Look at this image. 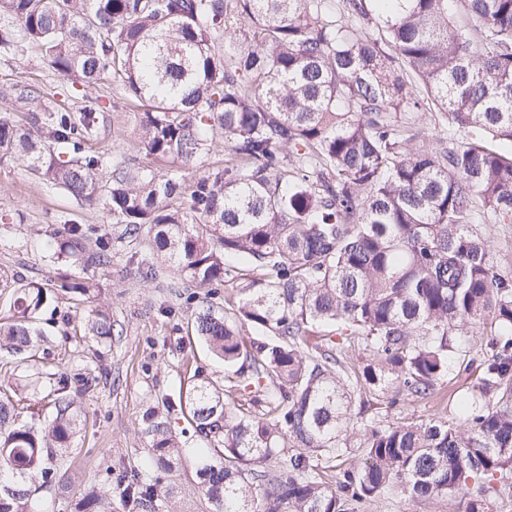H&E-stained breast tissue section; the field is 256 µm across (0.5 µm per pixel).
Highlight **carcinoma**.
<instances>
[{
    "label": "carcinoma",
    "mask_w": 512,
    "mask_h": 512,
    "mask_svg": "<svg viewBox=\"0 0 512 512\" xmlns=\"http://www.w3.org/2000/svg\"><path fill=\"white\" fill-rule=\"evenodd\" d=\"M23 44L79 87L112 78L137 109L145 161L112 158L102 190V159L86 150L101 109L72 112L14 84L27 118L0 113V162L21 159L80 204L105 198L184 287L235 288L190 321L224 362V386L196 369L166 400L208 447L195 482L210 512H363L391 491L451 501L472 483L465 512H493L512 491V275L475 223L512 224V0H342L339 14L331 0H0V57ZM419 112L440 114L443 134ZM218 135L224 165L187 181L175 166L203 168ZM47 259L104 267L112 238L65 224ZM128 263L156 277L152 257ZM0 288L15 311L0 347L19 364L50 296L17 272L0 273ZM64 289L88 298L95 284ZM477 323L488 342L464 367L480 375L458 420L374 418L354 439L356 398L432 397L453 375L455 337ZM84 328L112 343L108 310H89ZM245 328L265 341L247 342ZM335 336L371 362H348ZM49 380L38 427L0 400V512H38L29 476L64 479L80 407L66 375ZM233 392L250 406L226 401ZM143 430L156 467L172 470L168 417L148 412ZM120 485L128 512L171 509L150 476ZM106 504L91 490L73 512Z\"/></svg>",
    "instance_id": "obj_1"
}]
</instances>
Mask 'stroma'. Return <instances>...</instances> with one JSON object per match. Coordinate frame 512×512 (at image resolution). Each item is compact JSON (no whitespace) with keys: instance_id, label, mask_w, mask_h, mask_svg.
<instances>
[{"instance_id":"1","label":"stroma","mask_w":512,"mask_h":512,"mask_svg":"<svg viewBox=\"0 0 512 512\" xmlns=\"http://www.w3.org/2000/svg\"><path fill=\"white\" fill-rule=\"evenodd\" d=\"M22 82L38 87L45 101L65 105L77 112L99 104L101 135L87 144L89 152L101 156V183L112 181V158L117 154L143 156L134 109L122 99L111 80L75 90L53 74L38 51L23 46L14 58L0 62V86ZM70 222L110 233L112 262L109 266L82 271L46 258L45 230ZM122 225L113 223L103 203L81 205L30 175L17 159L0 162V268L25 274L49 288L54 300L35 319L39 332L37 357L28 362L32 377L48 373H89L91 391L79 395L81 431L74 440L77 450L68 471L69 484L37 493L42 512H71L80 493L96 488L112 501V512H126L118 489L107 473L141 471L150 455V440L143 432L147 411H165V398L174 393L191 368L204 377L223 381L224 365L213 358L203 341L187 328L198 305L191 290L180 287V279L167 262L157 264L156 279L135 276L128 265L131 249L147 250L144 241H122ZM89 275L99 284L92 301H78L64 292L63 277ZM112 312L116 333L111 348L99 346L82 335L80 320L90 306ZM476 372L462 374L459 381L439 386L435 397L399 403L385 411L390 421L407 422L442 415L443 407L455 404L458 385H471ZM171 425L182 446L177 467L163 474L162 481L174 489V512H207V504L192 480L198 442L186 433L184 420L172 417ZM367 512H464L460 501L421 504L393 491L373 502Z\"/></svg>"}]
</instances>
